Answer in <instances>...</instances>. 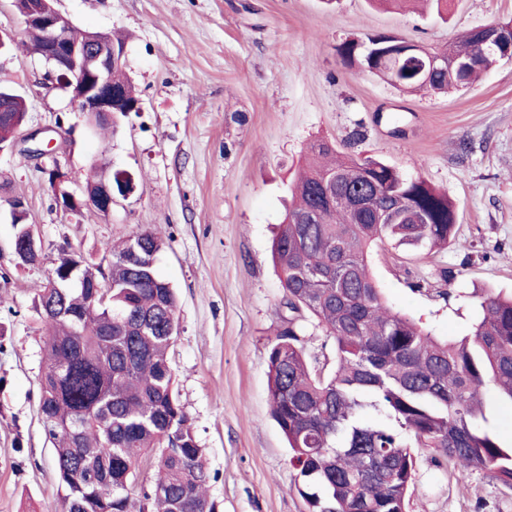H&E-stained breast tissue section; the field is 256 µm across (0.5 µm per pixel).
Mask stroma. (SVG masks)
Instances as JSON below:
<instances>
[{"label":"stroma","instance_id":"35a3bbf8","mask_svg":"<svg viewBox=\"0 0 512 512\" xmlns=\"http://www.w3.org/2000/svg\"><path fill=\"white\" fill-rule=\"evenodd\" d=\"M82 30L125 45L142 109L90 128L47 66L17 48L0 55V87L21 95L31 128L71 132L42 159L0 152V512H64L39 415L45 322L34 290L61 248L107 267L113 245L159 229L158 275L178 295L169 358L211 475L219 512H308L286 440L271 415L268 354L286 313L272 239L308 146L380 157L446 192L458 206L447 249L382 244L370 269L385 302L443 338L464 336L477 289L512 290V60L468 88L400 91L337 48L385 33L428 47L491 22L512 0H448L419 13L369 0H58ZM77 185L100 169L134 175L109 217L59 211L46 170ZM22 198L44 258L16 263L10 202ZM451 280H444V272ZM406 512H512L489 475L456 480L418 448Z\"/></svg>","mask_w":512,"mask_h":512}]
</instances>
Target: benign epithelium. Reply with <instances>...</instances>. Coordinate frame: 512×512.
<instances>
[{"mask_svg":"<svg viewBox=\"0 0 512 512\" xmlns=\"http://www.w3.org/2000/svg\"><path fill=\"white\" fill-rule=\"evenodd\" d=\"M55 0H25L19 11L26 27H37L44 39L41 59L48 65L49 74L56 76L71 97L77 111L87 117L92 126L112 123L114 112H139L141 101H126L123 91L112 86V71L124 67V47L103 32L79 30L69 17L54 7ZM478 46L497 50L504 43L512 45V28L490 23L477 28ZM399 55H408L421 61L417 75L428 76V70L440 65L442 59L428 55L425 47L413 43L397 44ZM55 139L43 136V131H25L24 123L14 119L6 128L0 127V153L24 145V152L42 158L50 154L48 147ZM48 182L56 206L65 213H80L86 207L108 217L117 198H126L136 190L134 177L125 171L100 176L82 193L72 191L67 183L71 176L59 166L47 170ZM12 250L16 258L28 264L39 261L37 241L29 226L15 235Z\"/></svg>","mask_w":512,"mask_h":512,"instance_id":"benign-epithelium-1","label":"benign epithelium"}]
</instances>
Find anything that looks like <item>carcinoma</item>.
Returning <instances> with one entry per match:
<instances>
[{"label": "carcinoma", "mask_w": 512, "mask_h": 512, "mask_svg": "<svg viewBox=\"0 0 512 512\" xmlns=\"http://www.w3.org/2000/svg\"><path fill=\"white\" fill-rule=\"evenodd\" d=\"M477 41L472 29L432 54L450 63ZM338 53L402 89L437 92L466 88L502 61L499 51H479L477 64L423 82L404 59L361 51L354 41ZM308 155L271 248L288 317L268 368L272 416L309 512H405L415 445L434 449L460 480L481 472L512 491V445L496 432L484 399L491 387L512 406V294L480 293L479 316L461 339L440 340L393 311L368 249L447 248L455 202L381 159L346 161L322 141ZM326 191L335 197L330 209ZM162 246L153 229L116 247L101 305L74 282L99 271L65 249L51 274L57 287L36 289L48 327L39 409L65 512H216L203 451L174 386L175 291L156 267L132 260ZM310 325L334 341L336 368L327 376L307 360ZM367 408L386 421L365 420ZM145 466L153 474L137 500L132 490Z\"/></svg>", "instance_id": "1"}]
</instances>
